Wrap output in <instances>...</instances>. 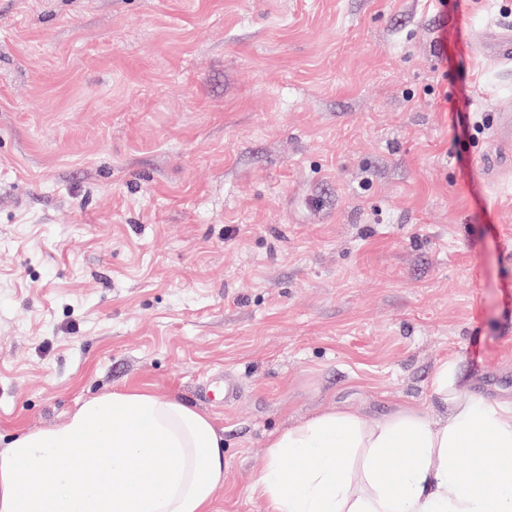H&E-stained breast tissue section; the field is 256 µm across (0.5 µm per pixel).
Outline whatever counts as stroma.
<instances>
[{
	"label": "stroma",
	"instance_id": "1",
	"mask_svg": "<svg viewBox=\"0 0 512 512\" xmlns=\"http://www.w3.org/2000/svg\"><path fill=\"white\" fill-rule=\"evenodd\" d=\"M512 0H0V439L148 386L270 434L512 398ZM229 377L223 393L198 396ZM494 138L506 149V158L510 162V147L512 142V113L499 112L493 130Z\"/></svg>",
	"mask_w": 512,
	"mask_h": 512
}]
</instances>
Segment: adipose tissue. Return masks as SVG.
<instances>
[{"label": "adipose tissue", "instance_id": "obj_1", "mask_svg": "<svg viewBox=\"0 0 512 512\" xmlns=\"http://www.w3.org/2000/svg\"><path fill=\"white\" fill-rule=\"evenodd\" d=\"M431 387L447 411L438 423L423 407L370 426L333 410L270 437L252 486L265 512H512V399L473 391L455 360ZM223 484L213 419L143 388L93 397L0 448V512H213Z\"/></svg>", "mask_w": 512, "mask_h": 512}]
</instances>
